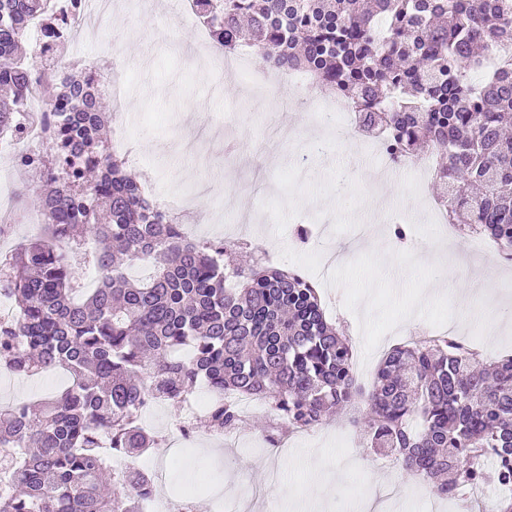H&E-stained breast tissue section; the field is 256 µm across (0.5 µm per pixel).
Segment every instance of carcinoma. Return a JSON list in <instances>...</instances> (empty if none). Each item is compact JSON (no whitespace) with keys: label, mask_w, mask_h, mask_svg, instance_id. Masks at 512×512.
<instances>
[{"label":"carcinoma","mask_w":512,"mask_h":512,"mask_svg":"<svg viewBox=\"0 0 512 512\" xmlns=\"http://www.w3.org/2000/svg\"><path fill=\"white\" fill-rule=\"evenodd\" d=\"M213 43L252 48L278 72H300L346 100L359 131L391 157L427 143L442 156L438 201L448 223L480 233L512 261V0H195ZM39 22L52 58L68 44L54 0H0V137L45 77L17 53ZM51 154L26 157L50 240L5 258L0 367L15 376L65 370L51 400L0 408V512H144V469L112 467L159 444L148 408H179L199 382L220 396L208 429L245 425L234 392L262 399L267 435L301 432L331 409L368 406L369 447L441 498L512 487V355L484 360L449 334L397 346L368 389L352 340L327 319L317 288L228 240L192 241L107 152V118L92 68L55 70ZM89 238L99 286L77 293L70 254ZM151 275L132 280L135 262ZM192 356L183 359L182 349Z\"/></svg>","instance_id":"1"}]
</instances>
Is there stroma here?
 I'll return each mask as SVG.
<instances>
[{"label": "stroma", "instance_id": "35a3bbf8", "mask_svg": "<svg viewBox=\"0 0 512 512\" xmlns=\"http://www.w3.org/2000/svg\"><path fill=\"white\" fill-rule=\"evenodd\" d=\"M177 3L118 0L103 21L88 20L90 33L80 46L82 63L108 64L117 54L126 64L132 90L105 106L127 118L132 173L158 196L188 194L202 238L233 240L236 227L246 226L284 268L307 266L310 252L337 254L319 293L328 318L347 324L366 372H375L393 346L446 330L458 316L454 301L445 294L424 300V289L448 273L472 285L483 263L469 237L459 234L457 251L434 262L418 256L419 246L436 236L423 206L434 185L419 195L409 177L385 176L381 156L363 149L353 126L318 123L297 106L296 85L277 89L293 107L269 112L249 84L217 79L209 60L196 57L197 34L181 25ZM0 185L16 193L26 217L0 239L4 254L30 237L45 185L8 163L0 165ZM400 216L411 228L402 244L389 232ZM302 220L322 224L321 237L301 243L296 226ZM65 384L60 372L11 378L0 383V406L39 400ZM265 418L258 409L254 428L233 445L198 438L117 465L162 472L156 499L165 504L172 487H199L196 512H216L219 497L234 512H364L370 498L382 512H449L447 500L419 490L406 474L395 487L366 496L370 475L401 466L384 467L382 455L366 450L360 429L345 418L292 434L279 448L268 445L258 427ZM323 474L335 477L334 493L305 496L304 486Z\"/></svg>", "mask_w": 512, "mask_h": 512}]
</instances>
